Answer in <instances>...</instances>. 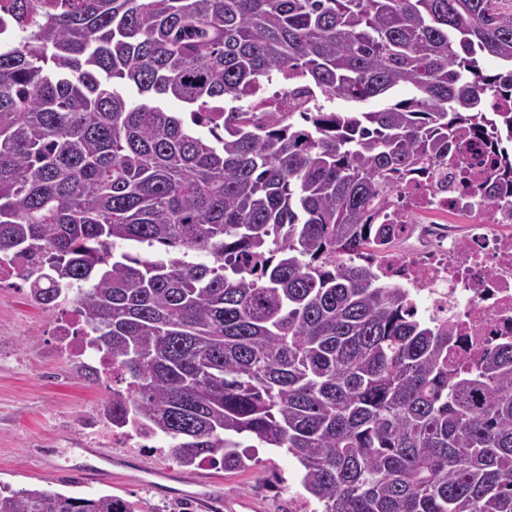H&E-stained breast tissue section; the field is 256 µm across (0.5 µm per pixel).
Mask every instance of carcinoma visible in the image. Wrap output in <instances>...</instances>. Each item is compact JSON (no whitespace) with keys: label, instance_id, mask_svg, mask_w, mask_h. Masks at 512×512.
<instances>
[{"label":"carcinoma","instance_id":"cac0c4a2","mask_svg":"<svg viewBox=\"0 0 512 512\" xmlns=\"http://www.w3.org/2000/svg\"><path fill=\"white\" fill-rule=\"evenodd\" d=\"M0 51V252L30 294L82 289L126 387L115 427L181 467L285 448L321 512H512V338L471 363L368 255L402 180L512 140V10L498 0H13ZM492 59L495 67L486 66ZM291 112H268L273 78ZM136 88L131 100L122 85ZM408 86L413 95L396 100ZM377 111L313 106V93ZM175 99L189 118L159 102ZM495 99L500 107L487 111ZM476 184L512 196V148ZM0 512H140L0 485ZM31 256H18L15 253L0 252V283H14L18 280L27 282L23 276L36 267Z\"/></svg>","mask_w":512,"mask_h":512}]
</instances>
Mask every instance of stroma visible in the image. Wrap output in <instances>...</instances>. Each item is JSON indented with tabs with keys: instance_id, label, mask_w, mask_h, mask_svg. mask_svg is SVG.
<instances>
[{
	"instance_id": "stroma-1",
	"label": "stroma",
	"mask_w": 512,
	"mask_h": 512,
	"mask_svg": "<svg viewBox=\"0 0 512 512\" xmlns=\"http://www.w3.org/2000/svg\"><path fill=\"white\" fill-rule=\"evenodd\" d=\"M57 312L34 303L28 288L0 289V484L68 495L110 494L143 512H227L240 500L252 512H288L307 498L302 468L283 448H257L255 464L229 471L186 469L164 451L120 448L99 419L111 388L57 349Z\"/></svg>"
}]
</instances>
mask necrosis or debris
Here are the masks:
<instances>
[{
  "label": "necrosis or debris",
  "mask_w": 512,
  "mask_h": 512,
  "mask_svg": "<svg viewBox=\"0 0 512 512\" xmlns=\"http://www.w3.org/2000/svg\"><path fill=\"white\" fill-rule=\"evenodd\" d=\"M384 221L403 225L404 236L435 241L432 250L385 251L380 264L390 281L415 292L421 315L458 325L465 337L460 358L512 336V197L488 208L477 193L440 188L425 174L407 183ZM68 312L54 327L61 352L119 377L117 366L90 347L79 307L69 304Z\"/></svg>",
  "instance_id": "obj_1"
}]
</instances>
